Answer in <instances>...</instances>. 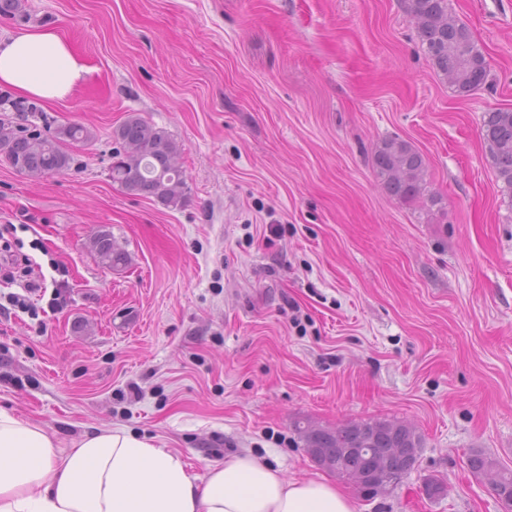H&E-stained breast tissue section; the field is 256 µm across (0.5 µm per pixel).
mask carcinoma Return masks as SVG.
<instances>
[{"mask_svg":"<svg viewBox=\"0 0 512 512\" xmlns=\"http://www.w3.org/2000/svg\"><path fill=\"white\" fill-rule=\"evenodd\" d=\"M408 9L417 21L422 43L432 65L460 95L485 85L488 76L485 57L469 28L448 12V0H408ZM483 138L489 144L497 177L512 194V110L497 109L485 114ZM121 150L114 151L112 182L123 190L152 198L166 207L176 208L184 202L186 181L179 163L181 149L167 130L136 112L113 130ZM94 133L86 126L70 123L52 133L17 135L0 124V153L13 160L12 168L30 178L58 174L70 167L73 157L68 146L87 143ZM374 168L384 187L393 196L415 200L427 188V164L423 155L408 142L398 138L385 140L374 155ZM99 262L113 270L126 266L125 252L115 247L106 231L97 235ZM295 431L304 442L311 460L321 469L325 461L336 462L330 473L358 487L356 472L371 458L345 453L348 448H419L421 437L401 421L369 419L331 428L308 419L295 422ZM396 475H408L415 467L404 454L388 458ZM477 474L493 475L491 485L496 496L512 494V469L499 468L481 454L469 459Z\"/></svg>","mask_w":512,"mask_h":512,"instance_id":"cac0c4a2","label":"carcinoma"}]
</instances>
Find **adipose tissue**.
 Listing matches in <instances>:
<instances>
[{
  "label": "adipose tissue",
  "instance_id": "1",
  "mask_svg": "<svg viewBox=\"0 0 512 512\" xmlns=\"http://www.w3.org/2000/svg\"><path fill=\"white\" fill-rule=\"evenodd\" d=\"M87 67L56 31L0 42V84L42 100L73 92ZM0 512H356L325 478L284 476L252 453L211 463L202 482L181 454L125 428L93 429L69 448L0 407Z\"/></svg>",
  "mask_w": 512,
  "mask_h": 512
}]
</instances>
